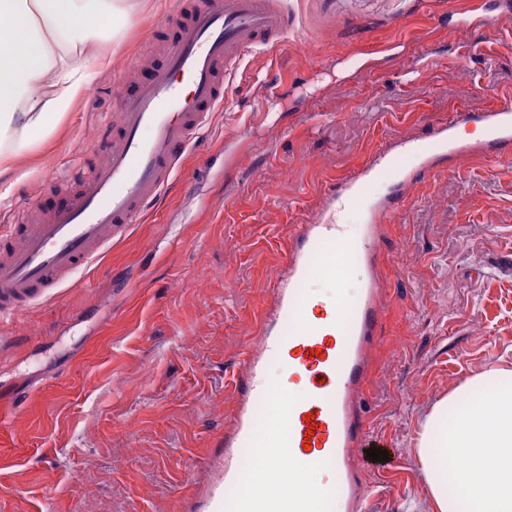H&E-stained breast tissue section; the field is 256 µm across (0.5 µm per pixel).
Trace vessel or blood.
Segmentation results:
<instances>
[{"mask_svg":"<svg viewBox=\"0 0 512 512\" xmlns=\"http://www.w3.org/2000/svg\"><path fill=\"white\" fill-rule=\"evenodd\" d=\"M291 27L284 0H198L148 79L117 85L120 112L97 144L96 160L80 173L78 190L62 194L48 218L0 233V316L52 298L124 239L180 172L212 112L223 109L244 58L281 42ZM468 126L480 127L483 137L460 138ZM508 145L511 97L483 111L453 112L430 122L425 133L399 136L325 184L320 207L290 233L269 301L232 375L234 412L222 450L202 462L211 474L198 493L204 512H254L238 489L247 473L245 451L259 446L269 450L265 470L287 462L298 472L312 461L327 473L312 493L267 496L266 512H367L359 456L369 434L367 387L385 308L377 275L385 260L377 242L401 202L450 171L454 158L498 159ZM348 209L362 213L364 230L355 236L339 220ZM325 254L338 256V264L324 267ZM352 260L376 272L357 300L341 293L325 301L308 292L322 273L344 284ZM271 360L283 367L282 384L267 380ZM306 441L311 450L303 449Z\"/></svg>","mask_w":512,"mask_h":512,"instance_id":"b4317fda","label":"vessel or blood"}]
</instances>
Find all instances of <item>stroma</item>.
Returning <instances> with one entry per match:
<instances>
[{
	"mask_svg": "<svg viewBox=\"0 0 512 512\" xmlns=\"http://www.w3.org/2000/svg\"><path fill=\"white\" fill-rule=\"evenodd\" d=\"M112 62L17 160L0 221L57 204L63 162L96 146L113 83L157 63L173 0H142ZM288 0L286 39L246 56L227 110L163 199L49 301L0 323V512H190L234 401L230 377L293 225L391 138L512 96V0ZM442 56L422 67V50ZM379 248L389 302L363 459L371 512H430L414 456L432 406L512 358V162L459 160L417 188ZM40 335L30 342V331Z\"/></svg>",
	"mask_w": 512,
	"mask_h": 512,
	"instance_id": "obj_1",
	"label": "stroma"
}]
</instances>
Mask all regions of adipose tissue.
<instances>
[{"label":"adipose tissue","mask_w":512,"mask_h":512,"mask_svg":"<svg viewBox=\"0 0 512 512\" xmlns=\"http://www.w3.org/2000/svg\"><path fill=\"white\" fill-rule=\"evenodd\" d=\"M136 0H0L2 174L46 139L108 64ZM415 454L433 512H512V365L470 376L432 408Z\"/></svg>","instance_id":"ef3b65f1"}]
</instances>
